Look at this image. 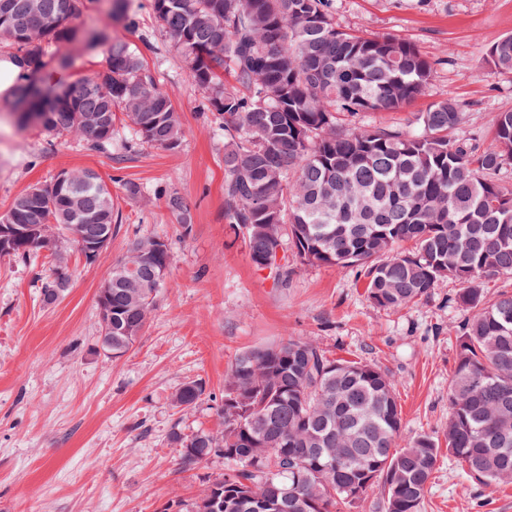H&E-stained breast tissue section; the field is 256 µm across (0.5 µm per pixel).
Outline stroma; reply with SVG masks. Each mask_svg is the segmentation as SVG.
<instances>
[{
    "mask_svg": "<svg viewBox=\"0 0 512 512\" xmlns=\"http://www.w3.org/2000/svg\"><path fill=\"white\" fill-rule=\"evenodd\" d=\"M133 29L108 18L105 0L84 14L132 43L149 38L145 66L178 109L183 136L169 151L136 140L124 120L121 144L89 149L70 135L19 128L14 105L0 102V215L13 199L59 171L90 169L112 189L119 228L109 249L89 262L68 250L72 283L44 303L45 258L0 255V512H184L215 460L179 465L172 429H218L224 378L241 352L302 336L336 359H357L389 371L402 408L403 434L442 437L456 337L469 311L453 303L455 280L427 299L386 310L367 298L358 270L294 265L274 285L251 263L241 235L224 218V134L202 109V93L180 52L161 32L151 0H130ZM341 29L366 36L396 34L436 61L425 97L364 124L406 126L412 113L446 95L464 110L463 135L490 145L489 113L512 110V72L483 61L491 44L512 34V0H331ZM144 193L127 198L123 185ZM176 191L191 198L189 227L166 206ZM166 236L173 262L148 323L121 358L98 341V290L138 238ZM202 381L199 405L183 411L172 393ZM422 512H512V484L486 488L441 460Z\"/></svg>",
    "mask_w": 512,
    "mask_h": 512,
    "instance_id": "1",
    "label": "stroma"
}]
</instances>
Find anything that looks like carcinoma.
Wrapping results in <instances>:
<instances>
[{"label": "carcinoma", "instance_id": "1", "mask_svg": "<svg viewBox=\"0 0 512 512\" xmlns=\"http://www.w3.org/2000/svg\"><path fill=\"white\" fill-rule=\"evenodd\" d=\"M0 43L38 69L62 43L81 36L103 46L93 74L62 92L32 85L20 104L53 135L76 134L94 149L112 145L116 113L141 141L167 150L181 144V117L142 53L122 37L100 43L82 28L92 0H7ZM154 15L180 51L206 109L224 131V217L243 236L254 267L277 285L288 264L365 269L368 299L400 309L428 297L439 282L463 288L454 297L473 312L461 326L448 388L446 447L429 433L402 437V410L392 375L379 366L327 356L312 340H287L239 354L217 408L221 429L171 433L180 464L224 460V473L203 481L187 512H276L271 489L288 490L284 512H351L378 487L383 512H422L440 458L453 459L475 483L512 481V292L488 300L482 280L512 274V111L492 112L493 145L458 135L463 113L453 94L414 115L412 129L358 127L366 112L397 110L422 97L434 63L395 35L364 36L333 23L330 0H152ZM486 63L512 72V35L486 51ZM229 70L235 84L221 80ZM88 114L106 117L90 135ZM19 194L0 225L49 233L41 295L64 296L59 274L70 227L86 238L112 233V191L95 172L71 173ZM170 212L187 224L193 202L176 191ZM413 241L415 251L400 246ZM22 236L10 256L41 252ZM168 240H135L112 267V352L124 356L153 309ZM195 380L172 403L197 406Z\"/></svg>", "mask_w": 512, "mask_h": 512}]
</instances>
